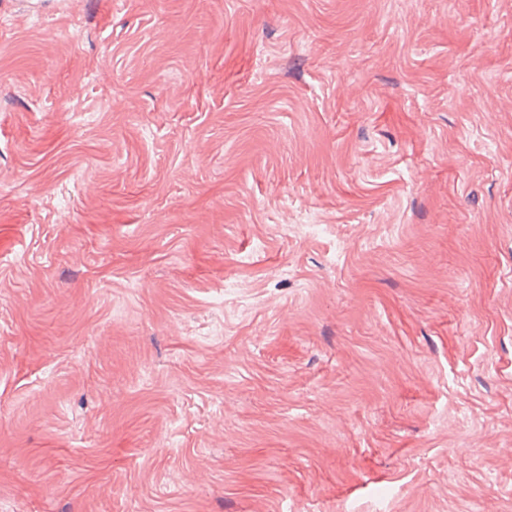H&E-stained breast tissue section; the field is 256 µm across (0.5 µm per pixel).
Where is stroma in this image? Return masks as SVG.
Masks as SVG:
<instances>
[{
    "instance_id": "obj_1",
    "label": "stroma",
    "mask_w": 512,
    "mask_h": 512,
    "mask_svg": "<svg viewBox=\"0 0 512 512\" xmlns=\"http://www.w3.org/2000/svg\"><path fill=\"white\" fill-rule=\"evenodd\" d=\"M0 512H512V0H0Z\"/></svg>"
}]
</instances>
